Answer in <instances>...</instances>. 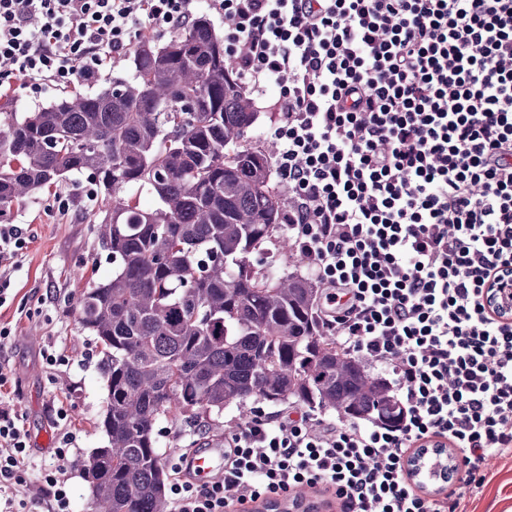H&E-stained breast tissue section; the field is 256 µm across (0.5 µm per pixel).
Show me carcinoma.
Masks as SVG:
<instances>
[{
	"instance_id": "1",
	"label": "carcinoma",
	"mask_w": 512,
	"mask_h": 512,
	"mask_svg": "<svg viewBox=\"0 0 512 512\" xmlns=\"http://www.w3.org/2000/svg\"><path fill=\"white\" fill-rule=\"evenodd\" d=\"M258 113L213 21L140 42L130 75L20 114L0 105V222L73 174L112 277L77 300L102 346L108 445L83 462L92 512H168L161 418L196 423L249 399L395 421L386 381L336 348L320 286L255 266L283 228ZM157 199L141 205V196Z\"/></svg>"
}]
</instances>
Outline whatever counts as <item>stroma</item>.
Returning <instances> with one entry per match:
<instances>
[{
    "label": "stroma",
    "mask_w": 512,
    "mask_h": 512,
    "mask_svg": "<svg viewBox=\"0 0 512 512\" xmlns=\"http://www.w3.org/2000/svg\"><path fill=\"white\" fill-rule=\"evenodd\" d=\"M77 180L64 181L42 191L15 212L27 244L14 257L0 260L11 272L12 296L0 306V328L11 340L0 347V406L15 410L30 435L25 484L20 495L31 512H46L37 489L44 469L55 460L63 435H71L72 461L64 479L69 512H90L91 490L81 463L108 443L100 426L106 406L107 381L101 367V347L78 323L77 300L89 286L112 274V262L92 232L90 217L96 208L88 197L72 201L60 212L58 201L70 198ZM57 358L49 365L47 355ZM258 400L230 405L203 426L160 420L157 439L166 467H173L194 435L223 438L225 429L247 422L259 408ZM465 512H512V455L495 454L488 461L484 485L464 500Z\"/></svg>",
    "instance_id": "35a3bbf8"
}]
</instances>
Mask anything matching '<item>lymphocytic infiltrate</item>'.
I'll return each instance as SVG.
<instances>
[{"instance_id":"obj_1","label":"lymphocytic infiltrate","mask_w":512,"mask_h":512,"mask_svg":"<svg viewBox=\"0 0 512 512\" xmlns=\"http://www.w3.org/2000/svg\"><path fill=\"white\" fill-rule=\"evenodd\" d=\"M224 25L248 87L270 83L284 222L322 291L317 312L346 354L384 365L397 424L323 422L298 406L257 411L224 437V474L176 465L173 512H235L302 487L338 512H462L492 454H512V321L490 276L512 274V0H0V87L92 83L199 10ZM442 438L456 483L409 481ZM0 409V512H19L29 454ZM58 449L39 497L67 512Z\"/></svg>"}]
</instances>
